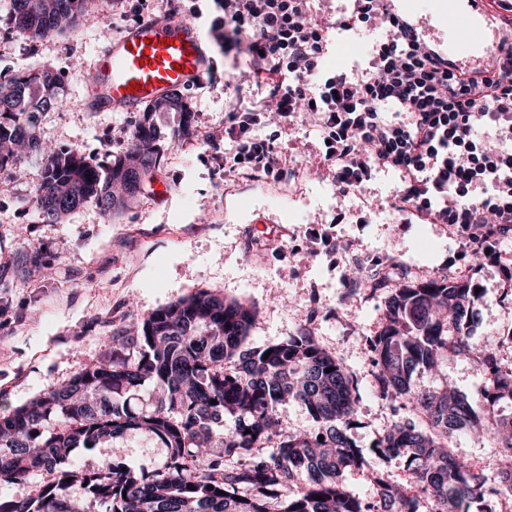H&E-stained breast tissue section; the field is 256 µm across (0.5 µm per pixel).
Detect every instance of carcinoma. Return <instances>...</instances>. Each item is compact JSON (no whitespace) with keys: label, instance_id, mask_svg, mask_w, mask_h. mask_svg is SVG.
I'll use <instances>...</instances> for the list:
<instances>
[{"label":"carcinoma","instance_id":"carcinoma-1","mask_svg":"<svg viewBox=\"0 0 512 512\" xmlns=\"http://www.w3.org/2000/svg\"><path fill=\"white\" fill-rule=\"evenodd\" d=\"M86 2L8 0L7 26L40 42L91 22ZM62 85L51 68L0 83V172L19 171L32 153L43 156L32 198L42 224H58L89 203L107 217L119 215L156 166V131L136 128L129 149L102 163L78 147H44L36 114L62 107ZM152 111L190 118L179 90ZM481 297L464 280L407 285L388 297L384 325L367 339L377 394L402 413L375 454L403 458L408 485L377 472L373 495L360 497L343 484L345 472L368 468L350 436L358 381L311 329L247 348L255 310L201 289L136 318L131 328H116L112 353L0 416V488L43 478L33 496L0 493V512H487V502L512 498V415L496 410L512 400V369L471 340L470 309ZM459 355L488 373L483 404L450 389L413 386L414 373ZM142 393L149 405L135 412L130 400ZM287 400L308 408L307 432L283 426L279 406ZM135 430L165 448L154 469L113 458L75 464L77 450ZM457 432L492 437L507 470L489 476L460 461L452 450ZM74 485L80 495L72 498Z\"/></svg>","mask_w":512,"mask_h":512}]
</instances>
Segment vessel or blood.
Returning <instances> with one entry per match:
<instances>
[{
	"instance_id": "1",
	"label": "vessel or blood",
	"mask_w": 512,
	"mask_h": 512,
	"mask_svg": "<svg viewBox=\"0 0 512 512\" xmlns=\"http://www.w3.org/2000/svg\"><path fill=\"white\" fill-rule=\"evenodd\" d=\"M495 19L483 0H470L467 9L448 10V43H477L480 59L465 62L471 72L482 70L498 53L492 37ZM216 63L205 48L201 29L184 19L144 18L125 27L98 54L90 79L97 112H136L162 99L171 90L204 81Z\"/></svg>"
}]
</instances>
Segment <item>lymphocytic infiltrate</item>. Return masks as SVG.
<instances>
[{
	"label": "lymphocytic infiltrate",
	"instance_id": "1",
	"mask_svg": "<svg viewBox=\"0 0 512 512\" xmlns=\"http://www.w3.org/2000/svg\"><path fill=\"white\" fill-rule=\"evenodd\" d=\"M382 0H353L335 26L318 22L309 0H224V50H244L249 84L262 98L224 123V155L277 180L298 175L261 127L309 119L342 196L362 192L380 169L402 175L392 207L419 224H445L472 251L512 263V43L477 76L425 46ZM387 24L369 68L350 76L321 69L333 30Z\"/></svg>",
	"mask_w": 512,
	"mask_h": 512
}]
</instances>
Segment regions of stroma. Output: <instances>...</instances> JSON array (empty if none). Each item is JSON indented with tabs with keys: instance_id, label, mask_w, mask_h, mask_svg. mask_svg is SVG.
Masks as SVG:
<instances>
[{
	"instance_id": "35a3bbf8",
	"label": "stroma",
	"mask_w": 512,
	"mask_h": 512,
	"mask_svg": "<svg viewBox=\"0 0 512 512\" xmlns=\"http://www.w3.org/2000/svg\"><path fill=\"white\" fill-rule=\"evenodd\" d=\"M93 28L32 45L8 35L0 20V80L18 69L49 67L64 74L65 104L41 113V137L78 147L104 161L125 151L138 124L159 134L160 159L144 178L146 189L122 214L105 217L87 204L59 224L38 223L32 194L43 175L31 156L23 175L0 173V415L29 404L51 386L98 361L113 329L129 310L146 314L201 289L257 310L248 342L272 344L308 327L318 343L358 378L357 424L352 437L372 455L380 436L398 419L379 399L367 337L384 324L392 291L434 278L468 280L481 288L472 336L512 367V286L498 265L474 264L464 241L445 224H407L390 200L401 182L379 170L364 195L341 196L325 172L322 144L308 123L262 128L300 169L277 182L224 169V121L254 106L260 91L235 95L224 85L187 90L189 134L177 112H91L87 76L102 33L118 37L141 16L159 17L167 0H89ZM398 14L418 21L433 48L466 61L481 47L448 48L442 0H397ZM386 31L370 25L336 32L323 68L357 74L372 62ZM168 187L157 201L154 184ZM347 223H336L338 210ZM487 381L481 365L463 356L418 373L423 389L449 386L469 400ZM458 459L485 474L499 468L493 441L455 438Z\"/></svg>"
}]
</instances>
